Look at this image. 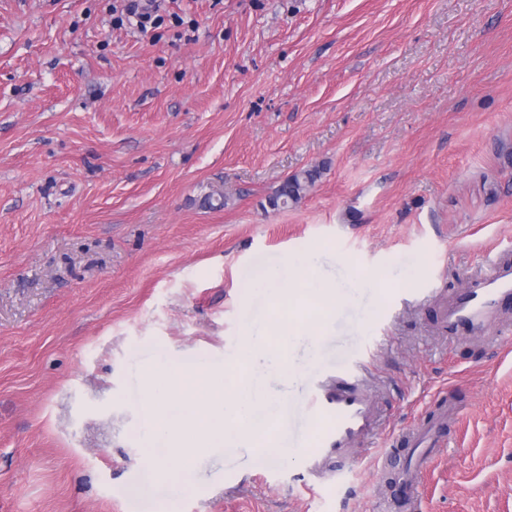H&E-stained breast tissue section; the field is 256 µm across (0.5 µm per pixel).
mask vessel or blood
Here are the masks:
<instances>
[{"instance_id": "obj_1", "label": "vessel or blood", "mask_w": 512, "mask_h": 512, "mask_svg": "<svg viewBox=\"0 0 512 512\" xmlns=\"http://www.w3.org/2000/svg\"><path fill=\"white\" fill-rule=\"evenodd\" d=\"M440 322L452 342L477 339L496 347L512 336V251L490 249L483 266L444 300ZM308 385L298 410L315 423L316 431L298 443V465L304 479L321 483L328 476L329 460L349 458L373 443L381 411L368 382L366 361L357 360L333 372L314 366ZM459 413V405L447 398L430 401L405 431L388 438L384 461H391V447L401 443L413 448L418 466H425L432 449L444 447L445 430Z\"/></svg>"}]
</instances>
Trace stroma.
<instances>
[{
  "label": "stroma",
  "instance_id": "35a3bbf8",
  "mask_svg": "<svg viewBox=\"0 0 512 512\" xmlns=\"http://www.w3.org/2000/svg\"><path fill=\"white\" fill-rule=\"evenodd\" d=\"M122 5L0 0V512H137L130 385L238 348L254 276L301 255L371 281L320 348L370 362L383 431L442 388L463 406L421 512H512V339L440 330L512 247V0H158L145 33ZM311 359L269 394L302 399ZM383 445L313 489L211 448L179 512H385L411 451ZM321 175L320 167L303 169L289 177L269 198L271 207H288L290 203H298Z\"/></svg>",
  "mask_w": 512,
  "mask_h": 512
}]
</instances>
